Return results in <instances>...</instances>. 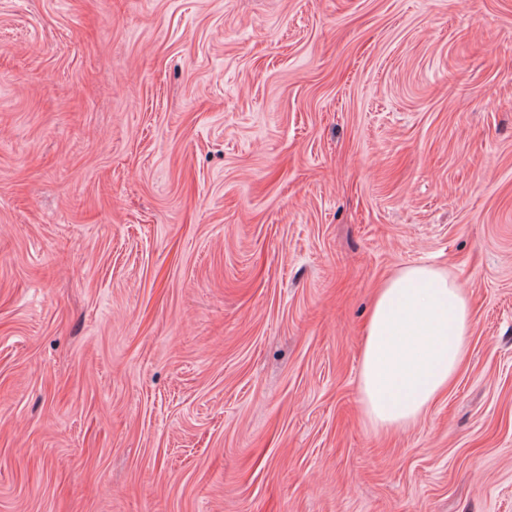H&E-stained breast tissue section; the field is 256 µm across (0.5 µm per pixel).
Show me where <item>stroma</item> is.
<instances>
[{
	"instance_id": "obj_1",
	"label": "stroma",
	"mask_w": 512,
	"mask_h": 512,
	"mask_svg": "<svg viewBox=\"0 0 512 512\" xmlns=\"http://www.w3.org/2000/svg\"><path fill=\"white\" fill-rule=\"evenodd\" d=\"M448 392L375 430V288ZM0 512H512V0H0ZM471 327L467 293L448 272L408 265L378 288L359 370L361 402L376 429L410 425L448 389Z\"/></svg>"
}]
</instances>
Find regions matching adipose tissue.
Wrapping results in <instances>:
<instances>
[{
  "label": "adipose tissue",
  "instance_id": "ef3b65f1",
  "mask_svg": "<svg viewBox=\"0 0 512 512\" xmlns=\"http://www.w3.org/2000/svg\"><path fill=\"white\" fill-rule=\"evenodd\" d=\"M471 327L468 296L443 270L408 265L378 288L359 370L361 402L376 429L410 425L447 389Z\"/></svg>",
  "mask_w": 512,
  "mask_h": 512
}]
</instances>
